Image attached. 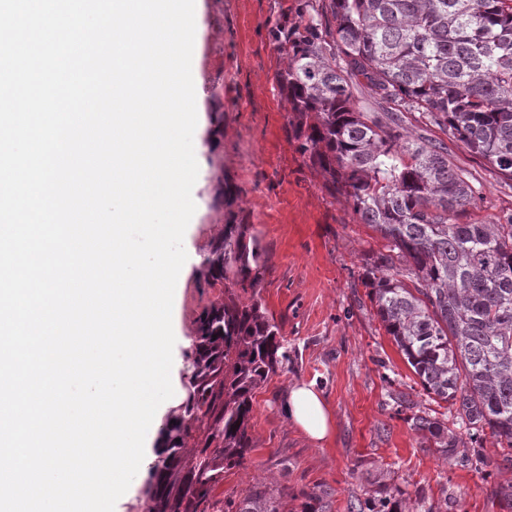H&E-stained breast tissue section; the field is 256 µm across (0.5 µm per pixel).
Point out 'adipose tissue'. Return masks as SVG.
I'll list each match as a JSON object with an SVG mask.
<instances>
[{
    "instance_id": "1",
    "label": "adipose tissue",
    "mask_w": 512,
    "mask_h": 512,
    "mask_svg": "<svg viewBox=\"0 0 512 512\" xmlns=\"http://www.w3.org/2000/svg\"><path fill=\"white\" fill-rule=\"evenodd\" d=\"M281 408L288 420L312 441L322 443L332 437L333 415L316 382L294 383L283 397Z\"/></svg>"
}]
</instances>
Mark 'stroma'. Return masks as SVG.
Instances as JSON below:
<instances>
[{"mask_svg": "<svg viewBox=\"0 0 512 512\" xmlns=\"http://www.w3.org/2000/svg\"><path fill=\"white\" fill-rule=\"evenodd\" d=\"M304 0H198L192 71L203 93L194 132L204 148L192 195L196 211L184 239L200 256L184 276L172 323L194 336L203 308L223 299L204 285V257L230 223L247 222L265 252L263 309L288 342L290 359L253 397V449L243 467L221 474L211 501L243 494L258 481L282 493L327 492L331 512L364 507L371 482L397 488L395 502H425L434 512H500L496 476L458 460L411 430L413 410L430 411L402 354L375 318L364 263L382 246L344 199L324 188L287 130L286 98L275 75L285 59L269 27ZM450 160L473 174L484 201L475 219L512 208V181L500 179L463 147ZM313 381L334 411L336 434L317 445L294 428L280 402L294 382Z\"/></svg>", "mask_w": 512, "mask_h": 512, "instance_id": "stroma-1", "label": "stroma"}]
</instances>
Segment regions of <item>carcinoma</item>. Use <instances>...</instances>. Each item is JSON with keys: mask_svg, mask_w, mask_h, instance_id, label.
<instances>
[{"mask_svg": "<svg viewBox=\"0 0 512 512\" xmlns=\"http://www.w3.org/2000/svg\"><path fill=\"white\" fill-rule=\"evenodd\" d=\"M287 60L275 80L287 129L325 188L385 241L366 261L374 314L432 401L410 428L448 462L490 431L512 473V210L468 220L482 188L448 161L450 139L512 181V0H305L269 31ZM431 126L439 135L417 137ZM467 221H462V218ZM248 225H224L206 285L224 301L198 316L188 396L162 432L146 512H208L209 485L253 448V395L288 362L258 300L266 260ZM194 448L187 449L188 440ZM379 487L370 512L388 508ZM300 512H329L304 493ZM224 512H288L256 484Z\"/></svg>", "mask_w": 512, "mask_h": 512, "instance_id": "cac0c4a2", "label": "carcinoma"}]
</instances>
